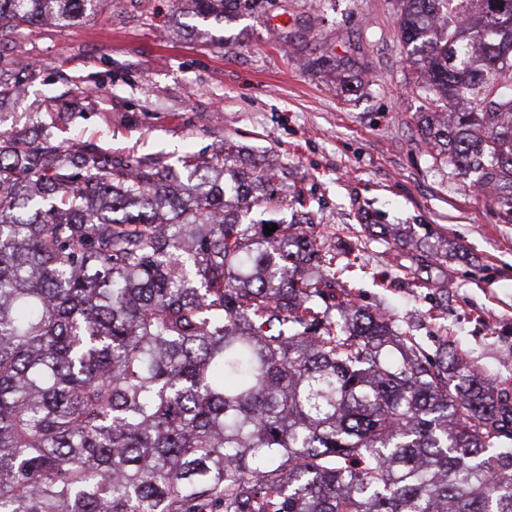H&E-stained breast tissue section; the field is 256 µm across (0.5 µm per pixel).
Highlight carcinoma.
<instances>
[{
	"instance_id": "1",
	"label": "carcinoma",
	"mask_w": 512,
	"mask_h": 512,
	"mask_svg": "<svg viewBox=\"0 0 512 512\" xmlns=\"http://www.w3.org/2000/svg\"><path fill=\"white\" fill-rule=\"evenodd\" d=\"M102 0H0L12 31ZM198 17L242 0H190ZM434 159L512 214V0H400ZM0 140V512H512V396L245 223L282 181ZM351 311V323L333 310Z\"/></svg>"
}]
</instances>
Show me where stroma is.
Masks as SVG:
<instances>
[{
	"label": "stroma",
	"instance_id": "35a3bbf8",
	"mask_svg": "<svg viewBox=\"0 0 512 512\" xmlns=\"http://www.w3.org/2000/svg\"><path fill=\"white\" fill-rule=\"evenodd\" d=\"M398 0H257L223 23L188 0H105L72 27L0 33V133L41 125L130 162L182 168L241 147L303 191L306 231L356 244V302L512 392V222L489 189L436 164ZM352 58L341 78L319 61Z\"/></svg>",
	"mask_w": 512,
	"mask_h": 512
}]
</instances>
